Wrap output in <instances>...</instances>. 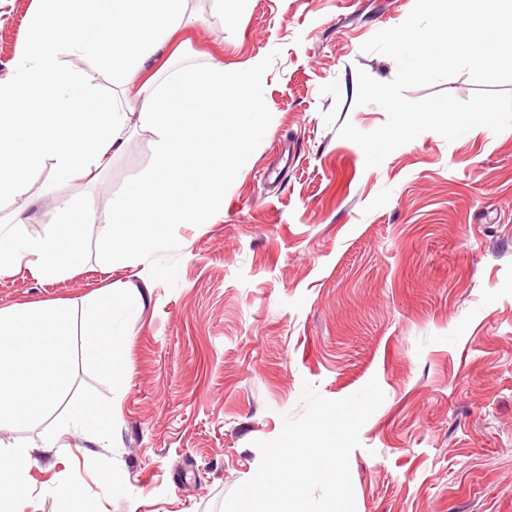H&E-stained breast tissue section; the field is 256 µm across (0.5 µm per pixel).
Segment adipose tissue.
I'll use <instances>...</instances> for the list:
<instances>
[{
    "instance_id": "adipose-tissue-1",
    "label": "adipose tissue",
    "mask_w": 512,
    "mask_h": 512,
    "mask_svg": "<svg viewBox=\"0 0 512 512\" xmlns=\"http://www.w3.org/2000/svg\"><path fill=\"white\" fill-rule=\"evenodd\" d=\"M185 0H35L30 33L17 50L12 71L0 78V199L20 194L29 173L51 162L76 180L99 170L125 148L127 114L103 102L84 74L64 69L62 58L78 54L122 79L141 102L140 119L152 128L155 164L133 193L112 208L113 227L101 242L106 264L132 265L134 253L119 250L118 238L138 239L150 250L167 247L169 224L211 223L224 215L223 156L203 155L200 145L223 143L224 114L234 112L239 128L260 134L252 115L265 106L256 79L228 87L224 67L188 66L164 73L157 64L184 24ZM140 82H133V75ZM192 160L195 189L172 195L168 187L185 160ZM93 210L76 211L57 201L53 228L28 237L0 225V277L28 263L45 279L63 278L80 265L83 226ZM87 357L106 361L125 336L123 313L111 298L87 303ZM38 462L32 448L0 449V505L25 512L29 473Z\"/></svg>"
}]
</instances>
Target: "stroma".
Instances as JSON below:
<instances>
[{
	"mask_svg": "<svg viewBox=\"0 0 512 512\" xmlns=\"http://www.w3.org/2000/svg\"><path fill=\"white\" fill-rule=\"evenodd\" d=\"M413 5L224 0L219 12L189 0L173 64L222 61L229 86L257 76L265 132L224 138L237 163L223 219L167 225L169 248L138 249L134 269L104 271L100 239L114 202L151 168L154 135L111 74L65 57L122 104L125 148L93 181L47 162L22 195L0 200V219L28 236L49 231L61 197L97 217L73 274L20 267L0 278V308L80 312L113 286L129 300L127 336L112 383L77 356L76 385L112 399L115 446L86 457L83 434L64 435L30 472L28 512H217L255 474L256 441L304 412V385L337 400L373 379L385 399L350 454L356 512H512V128L451 142L426 131L374 168L338 135L347 122L363 132L386 122L381 106L357 105V73L389 82L397 64L361 46ZM33 8L0 0V77ZM60 484L70 499L53 494Z\"/></svg>",
	"mask_w": 512,
	"mask_h": 512,
	"instance_id": "1",
	"label": "stroma"
}]
</instances>
